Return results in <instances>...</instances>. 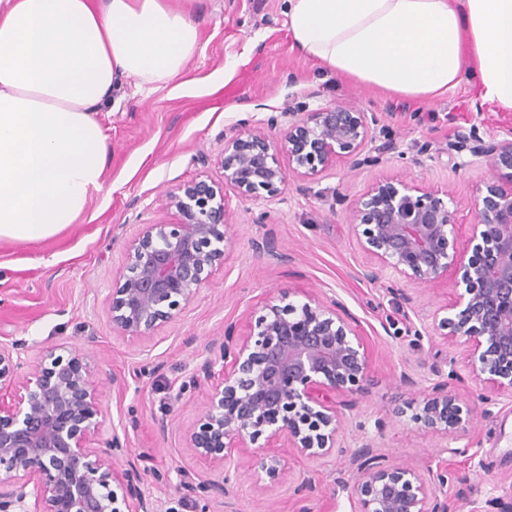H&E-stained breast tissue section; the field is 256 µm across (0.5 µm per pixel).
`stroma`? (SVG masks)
<instances>
[{"instance_id": "1", "label": "stroma", "mask_w": 512, "mask_h": 512, "mask_svg": "<svg viewBox=\"0 0 512 512\" xmlns=\"http://www.w3.org/2000/svg\"><path fill=\"white\" fill-rule=\"evenodd\" d=\"M193 12L200 42L185 73L149 89L126 80L98 112L110 145L103 190L73 224L45 241H0V341L24 340L23 357L30 362L59 344L90 352L106 422L88 437L87 447H105L113 429L123 430L129 447L147 454L146 495L159 500L164 512H201V503L180 493V471L200 480L221 474L184 450L183 431L199 418L213 389L209 383L185 388L192 370L225 320L247 335L278 291H288L294 302L310 295L337 300L358 325L370 376L367 389L346 398L340 453L321 459L286 453L288 479L272 487L260 486L252 470L241 469L227 501H212L210 512H359L346 485L355 473L351 457L365 443L385 465L408 463L423 473L436 467V448L461 449V456L448 461L456 512H512V392L475 375L469 346L444 338L439 329L455 301L453 277L401 292L390 287L392 272L382 283L368 284L360 272L373 258L348 218L350 204L374 183L403 179L446 196L456 213L457 244L466 248L477 222V190L491 171L482 161L456 167L447 144L479 111L486 138L500 137L512 126V112L482 102L471 82L426 106L390 101L343 81L294 49L285 0H194ZM300 102L313 109L342 103L386 113L387 135L407 152L373 168L354 169L342 160L310 177L290 176L272 201L242 200L225 185L232 222L212 287L175 312L150 346L120 337L105 298L124 271L125 242L141 225L162 220L164 191L192 180L222 183L215 160L225 136L266 128L272 116L286 128L287 111ZM426 141L431 150L417 158L414 143ZM266 235L286 261L255 250L254 241ZM407 294L413 304H405ZM390 318L411 319L423 328L422 337L387 335ZM433 365L460 375L464 400L481 392L494 399L488 412L446 438L426 434L406 412L430 389ZM404 371L415 386H401ZM116 376L122 385H113ZM161 418L169 422L162 435L155 430ZM156 471L166 473L167 481H155ZM305 478L313 490L302 500L294 488Z\"/></svg>"}]
</instances>
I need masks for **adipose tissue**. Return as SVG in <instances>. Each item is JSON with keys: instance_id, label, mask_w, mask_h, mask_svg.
<instances>
[{"instance_id": "obj_1", "label": "adipose tissue", "mask_w": 512, "mask_h": 512, "mask_svg": "<svg viewBox=\"0 0 512 512\" xmlns=\"http://www.w3.org/2000/svg\"><path fill=\"white\" fill-rule=\"evenodd\" d=\"M295 47L336 76L428 105L473 80L512 112V0H286ZM191 0H0V240L40 242L105 185L96 118L122 82L182 75Z\"/></svg>"}]
</instances>
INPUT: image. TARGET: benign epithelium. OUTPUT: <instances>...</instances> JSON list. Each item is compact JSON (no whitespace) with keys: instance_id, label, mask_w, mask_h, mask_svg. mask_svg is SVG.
Listing matches in <instances>:
<instances>
[{"instance_id":"benign-epithelium-1","label":"benign epithelium","mask_w":512,"mask_h":512,"mask_svg":"<svg viewBox=\"0 0 512 512\" xmlns=\"http://www.w3.org/2000/svg\"><path fill=\"white\" fill-rule=\"evenodd\" d=\"M288 113V127L272 140L261 130L224 137L217 163L245 200H271L285 189L289 174L308 177L327 171L342 159L354 168H372L392 154H403L390 138L373 142L372 130L383 126L381 112H361L333 104ZM476 113L470 127L448 142L457 167L467 158L485 159L492 181L479 191L477 224L469 240L471 255L458 252L452 234L455 212L437 193L402 179L376 183L349 208L360 241L377 260L362 277L380 282L387 268L410 285H431L457 268V297L451 313L439 320L445 336L470 344L473 370L489 375L499 389L512 391V127L487 141ZM288 157V168L277 153ZM162 209L176 221L144 224L125 245V273L106 298L112 328L122 337L149 345L173 312L189 307L210 286L224 260L231 216L223 187L195 180L167 190ZM272 297L265 313L236 334L224 323L221 342L209 348L190 378L191 384L223 372L200 418L184 432L185 450L210 461L224 474L220 481H199L181 474L179 489L204 503L229 494L227 457L236 449L269 484L287 479L284 460L253 447L261 437L281 438L286 447L311 459L336 451L340 415L336 396L364 389L367 358L361 336L337 312L338 303L308 298L284 303ZM16 340L0 344V387L25 390L14 407L0 409V512H161L141 490L139 461L116 472L113 462L132 454L117 430L105 448L85 446L104 422L98 381L89 357L76 348L67 355L48 347L41 360L22 372ZM436 381L417 402L411 420L430 435H446L474 420V408L456 393L454 371L431 368ZM371 444L353 457L358 477L350 486L361 512H453L448 498V468L422 475L412 466H386L371 455Z\"/></svg>"}]
</instances>
